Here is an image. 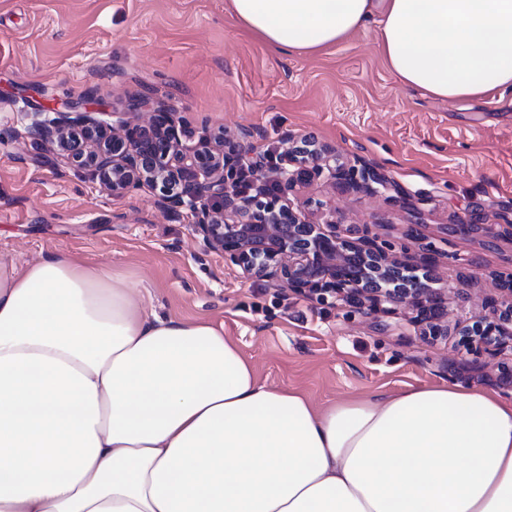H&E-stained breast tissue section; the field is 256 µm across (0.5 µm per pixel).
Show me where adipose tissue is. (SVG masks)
<instances>
[{
  "mask_svg": "<svg viewBox=\"0 0 512 512\" xmlns=\"http://www.w3.org/2000/svg\"><path fill=\"white\" fill-rule=\"evenodd\" d=\"M302 55L377 24L440 100L512 90V0H228ZM0 512H512V400L457 383L313 406L207 323L61 252L0 262Z\"/></svg>",
  "mask_w": 512,
  "mask_h": 512,
  "instance_id": "1",
  "label": "adipose tissue"
}]
</instances>
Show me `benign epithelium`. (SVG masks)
<instances>
[{"mask_svg": "<svg viewBox=\"0 0 512 512\" xmlns=\"http://www.w3.org/2000/svg\"><path fill=\"white\" fill-rule=\"evenodd\" d=\"M112 116L110 123L92 116L80 97L53 118L34 120L32 128L112 196L148 187L172 214L188 210L192 231L247 276L259 274L297 294H332L373 312L393 314L399 305L422 319L439 318L441 292L430 265L418 275V267L369 231L352 237L338 232L334 221L315 224L286 199L298 184L325 172L349 188L377 194L389 181L375 169H345L327 145L310 137L254 159L247 149L226 147L222 131L190 145L172 108L148 112L137 123L121 112ZM484 308L488 312L462 331L461 343L489 356L512 351V302L490 299Z\"/></svg>", "mask_w": 512, "mask_h": 512, "instance_id": "7a95c632", "label": "benign epithelium"}]
</instances>
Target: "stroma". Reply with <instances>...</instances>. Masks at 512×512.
<instances>
[{"instance_id":"1","label":"stroma","mask_w":512,"mask_h":512,"mask_svg":"<svg viewBox=\"0 0 512 512\" xmlns=\"http://www.w3.org/2000/svg\"><path fill=\"white\" fill-rule=\"evenodd\" d=\"M86 96L89 110L172 106L194 137L220 130L263 155L312 136L362 161L393 189L369 195L327 177L290 199L306 217L369 230L410 263L430 256L445 292L442 324L482 313L512 274V241L484 227L512 220V92L441 101L403 85L376 26L324 51L283 56L245 30L228 0H0V260L23 269L59 251L111 264L146 312L223 331L258 380L315 405L458 383L512 400V354L475 357L455 337H424L401 307L386 315L243 278L146 188L115 197L31 131ZM480 223L481 231L449 232Z\"/></svg>"}]
</instances>
